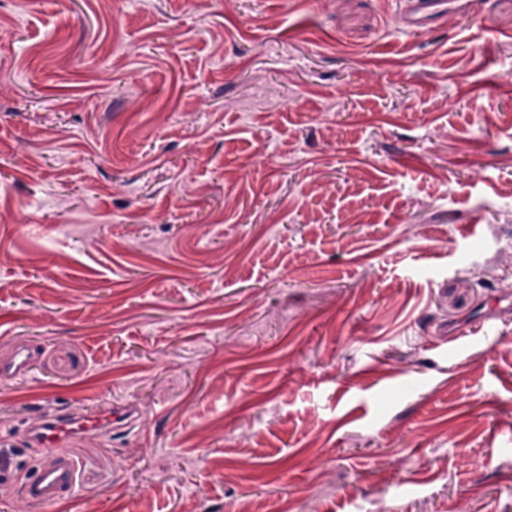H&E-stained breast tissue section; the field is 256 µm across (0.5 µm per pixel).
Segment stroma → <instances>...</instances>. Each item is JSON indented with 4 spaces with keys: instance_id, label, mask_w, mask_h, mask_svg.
I'll return each instance as SVG.
<instances>
[{
    "instance_id": "obj_1",
    "label": "stroma",
    "mask_w": 512,
    "mask_h": 512,
    "mask_svg": "<svg viewBox=\"0 0 512 512\" xmlns=\"http://www.w3.org/2000/svg\"><path fill=\"white\" fill-rule=\"evenodd\" d=\"M401 8L0 0V453L137 410L37 512H512V0ZM407 10L401 14V24L406 31H426L448 10L458 8L454 0H409ZM37 357V351L26 345L17 346L12 354L0 361L1 375H22L33 365Z\"/></svg>"
}]
</instances>
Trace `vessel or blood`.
Instances as JSON below:
<instances>
[{
	"label": "vessel or blood",
	"instance_id": "b4317fda",
	"mask_svg": "<svg viewBox=\"0 0 512 512\" xmlns=\"http://www.w3.org/2000/svg\"><path fill=\"white\" fill-rule=\"evenodd\" d=\"M455 7V0H409L407 10L401 15V24L409 32L426 31L433 28L440 16ZM36 357L35 349L17 346L6 360L0 361V374H24ZM131 421V410L112 407L57 409L46 414L41 424L27 434L28 443L41 450L42 458L34 476L25 483L22 497L35 505L70 502L77 491L78 461L64 451V444L87 433Z\"/></svg>",
	"mask_w": 512,
	"mask_h": 512
}]
</instances>
